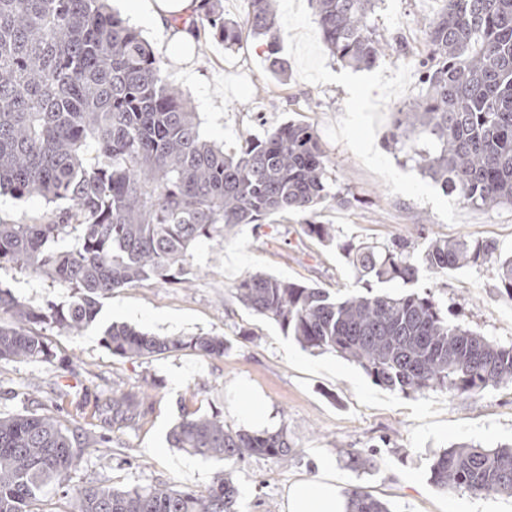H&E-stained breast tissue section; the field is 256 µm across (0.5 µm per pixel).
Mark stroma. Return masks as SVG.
I'll use <instances>...</instances> for the list:
<instances>
[{
  "instance_id": "obj_1",
  "label": "stroma",
  "mask_w": 512,
  "mask_h": 512,
  "mask_svg": "<svg viewBox=\"0 0 512 512\" xmlns=\"http://www.w3.org/2000/svg\"><path fill=\"white\" fill-rule=\"evenodd\" d=\"M443 7V0H379L372 23L380 34L397 38L401 49L370 68L342 66L329 54L314 0H278L277 49L288 62L285 76L270 71L265 40L246 29L232 48L202 39L188 66L166 65L168 81L198 112L202 135L226 149L265 138L289 121L316 129L333 188L342 196L319 209L334 239L308 237L301 214L240 225L223 242L197 245L191 287L144 282L116 289L100 297L95 321L78 335L40 326L62 368L0 360L1 414L24 412L35 398L96 433L97 398L117 387L149 389L152 407L144 422L115 431L111 447L85 449L66 488L92 480L120 489L162 481L203 493L223 472L240 489V512H287V488L331 465L338 493L363 487L391 512L512 508L510 497L447 491L430 480L440 449L462 441L488 447L512 442L511 386L468 398L385 388L336 352L302 348L277 322L243 307L233 290L241 277L261 271L340 296L361 291L345 257L349 243L384 247L405 240L419 253L430 240L465 237L494 241L503 255L512 254V205L484 211L462 204L391 139L394 112L422 91L424 26ZM495 283L490 266L469 265L445 275L421 272L408 286L374 280L370 287L376 293H434L459 323L510 344L512 300ZM1 288L35 308L73 300L70 289L10 264L0 266ZM115 323L160 337L221 336L228 348L219 358L188 349L121 358L103 344ZM252 397L267 403L273 427L287 426L293 448L287 460L252 456L230 464L171 447L168 433L185 409L220 414L236 429L258 428L242 410ZM368 452L371 466H357V457Z\"/></svg>"
}]
</instances>
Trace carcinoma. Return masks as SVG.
<instances>
[{"mask_svg": "<svg viewBox=\"0 0 512 512\" xmlns=\"http://www.w3.org/2000/svg\"><path fill=\"white\" fill-rule=\"evenodd\" d=\"M317 24L342 64L369 68L398 49L377 33L376 0H316ZM244 24L224 18L220 0H202L196 38L230 47L241 26L269 38L271 71L279 38L274 0H251ZM419 61L426 87L397 113L393 137L422 170L468 206L512 205V0H445L427 23ZM167 58L108 7V0H0V189L19 200L68 202L17 223H0V264L43 274L74 292L66 308L30 307L0 289V360L56 366L34 330L88 327L97 298L146 281L191 282L198 243L272 214L310 216L304 232L332 239L315 222L337 199L317 131L289 122L231 153L201 138L197 113L164 78ZM424 140L433 149L418 150ZM358 280H417L420 266L448 272L490 265L496 288L512 299V256L493 242L431 241L420 255L401 243L348 252ZM247 309L276 321L306 349L334 351L382 386L403 393L472 396L512 385V343L501 344L448 319L430 293H352L261 272L234 286ZM114 355L141 359L191 349L222 357V336H152L127 325L105 331ZM148 395L114 393L96 401L99 418L136 424ZM169 442L193 455L230 463L245 457L288 459V427L235 430L218 414L186 412ZM112 435H91L46 410L0 416V512H43L70 478L85 448H110ZM433 483L475 496L512 497V445L455 443L437 453ZM238 485L218 477L207 494L158 484L118 489L89 482L68 494V512H237ZM347 512H391L362 487L347 491Z\"/></svg>", "mask_w": 512, "mask_h": 512, "instance_id": "obj_1", "label": "carcinoma"}]
</instances>
